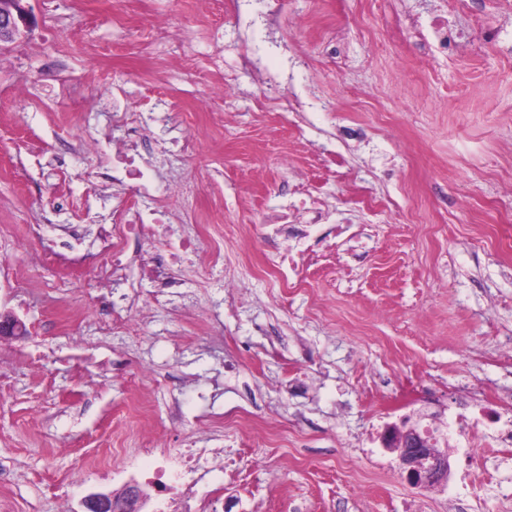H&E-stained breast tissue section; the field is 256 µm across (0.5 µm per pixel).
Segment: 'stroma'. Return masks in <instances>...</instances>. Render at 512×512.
I'll return each instance as SVG.
<instances>
[{
    "label": "stroma",
    "mask_w": 512,
    "mask_h": 512,
    "mask_svg": "<svg viewBox=\"0 0 512 512\" xmlns=\"http://www.w3.org/2000/svg\"><path fill=\"white\" fill-rule=\"evenodd\" d=\"M23 5L33 26L0 49V310L30 334L0 343V512H80L89 492L129 485L159 512L139 474L158 439L223 449L200 484L217 512H453L464 483L483 491L468 512H512V451L484 449L470 471L451 457L447 485L423 487L381 442L406 416L512 401V0L466 12L457 0H290L273 12L242 0L209 14L197 0ZM162 13L178 44L155 39ZM440 14L503 37L433 56L423 28ZM178 50L196 70L176 66ZM50 55L66 63L61 80L45 76ZM66 80L85 115L64 101ZM214 80L219 128L197 108ZM152 86L174 105L150 133L152 163L183 189L193 223L176 230L194 232L200 259L175 264L178 287L159 293L145 266L165 246L137 243L120 279L153 305L137 331L107 334L96 311L110 281L42 253L68 225L91 250L86 209L130 194L101 182L112 150L90 143ZM197 127L209 130L197 159L175 162V140ZM327 149L340 165L326 166ZM285 188L327 208L377 200L337 215L331 237L291 211L328 242L294 288L272 277L280 251L263 240ZM210 225L224 228L216 261ZM237 414L248 426L229 425ZM268 432L274 443H260ZM93 457L129 468L71 484Z\"/></svg>",
    "instance_id": "1"
}]
</instances>
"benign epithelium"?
<instances>
[{
	"instance_id": "obj_1",
	"label": "benign epithelium",
	"mask_w": 512,
	"mask_h": 512,
	"mask_svg": "<svg viewBox=\"0 0 512 512\" xmlns=\"http://www.w3.org/2000/svg\"><path fill=\"white\" fill-rule=\"evenodd\" d=\"M22 0H0V44L11 42L21 30L30 26L28 12ZM24 323L12 313L0 312V340L18 339ZM387 446L398 452L399 466L406 478L419 486H439L448 483L450 463L442 455L433 438L421 431L419 421L405 417L400 425L389 430ZM145 501L138 488L129 486L120 493L91 492L81 499L84 512H140Z\"/></svg>"
}]
</instances>
